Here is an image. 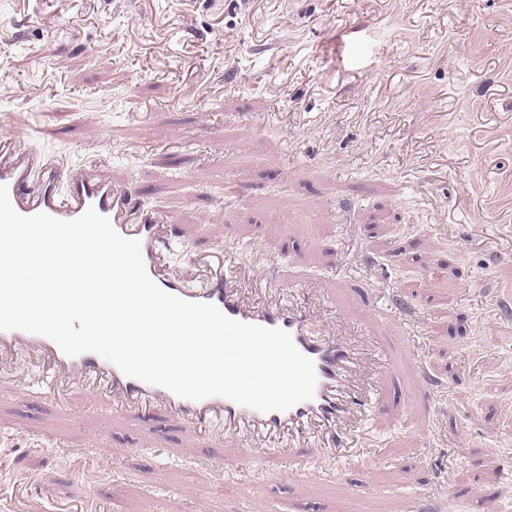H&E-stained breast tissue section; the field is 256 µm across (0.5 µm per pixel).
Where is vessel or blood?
Returning a JSON list of instances; mask_svg holds the SVG:
<instances>
[{
  "mask_svg": "<svg viewBox=\"0 0 512 512\" xmlns=\"http://www.w3.org/2000/svg\"><path fill=\"white\" fill-rule=\"evenodd\" d=\"M0 184L7 186L13 207L23 215L44 212L69 220L95 208L121 236L140 241L148 275L166 292L187 301L214 304L242 322L288 331L297 349L313 361L317 385L313 399L282 412L262 413L222 396L192 401L128 377L98 354L70 357L53 340L19 330L0 331V362L13 363L27 356L43 368L57 389L96 380L102 386L95 395L97 405L116 415L176 417L201 433L208 426H220L225 437L247 447L254 463H261L272 450L293 459L288 473L296 481L307 475L298 461L303 447H318L343 427L349 436L336 449V457L366 441L368 422L381 409L387 387L400 388L409 398L418 397V389L400 378L389 340L381 342L385 362L376 385L360 382L357 372L365 359L362 343L332 335L325 327L316 328L309 309L290 298L268 301L248 296L238 286L239 266L231 253L216 255L199 287L188 274L172 270L166 254L173 229L159 213L137 206L135 182H111L89 166L67 165L53 156L28 152L18 138L1 137Z\"/></svg>",
  "mask_w": 512,
  "mask_h": 512,
  "instance_id": "b4317fda",
  "label": "vessel or blood"
}]
</instances>
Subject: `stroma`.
Segmentation results:
<instances>
[{"mask_svg":"<svg viewBox=\"0 0 512 512\" xmlns=\"http://www.w3.org/2000/svg\"><path fill=\"white\" fill-rule=\"evenodd\" d=\"M1 132L134 179L175 265L259 234L332 328L389 306L422 396L252 493L235 443L6 381L0 512H512V0H0Z\"/></svg>","mask_w":512,"mask_h":512,"instance_id":"35a3bbf8","label":"stroma"}]
</instances>
